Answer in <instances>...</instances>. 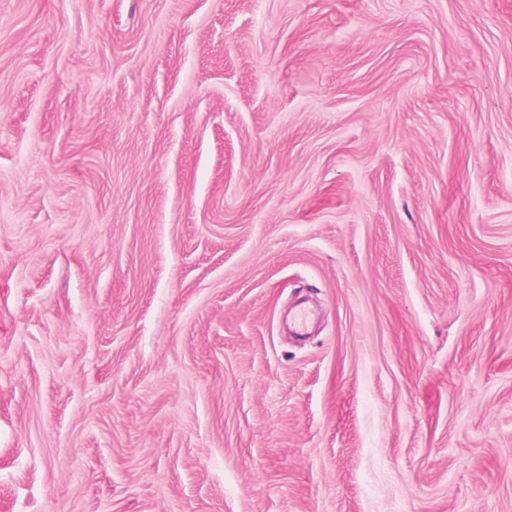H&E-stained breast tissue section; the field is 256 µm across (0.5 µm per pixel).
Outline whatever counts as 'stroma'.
Masks as SVG:
<instances>
[{"instance_id":"35a3bbf8","label":"stroma","mask_w":512,"mask_h":512,"mask_svg":"<svg viewBox=\"0 0 512 512\" xmlns=\"http://www.w3.org/2000/svg\"><path fill=\"white\" fill-rule=\"evenodd\" d=\"M0 512H512V0H0Z\"/></svg>"}]
</instances>
